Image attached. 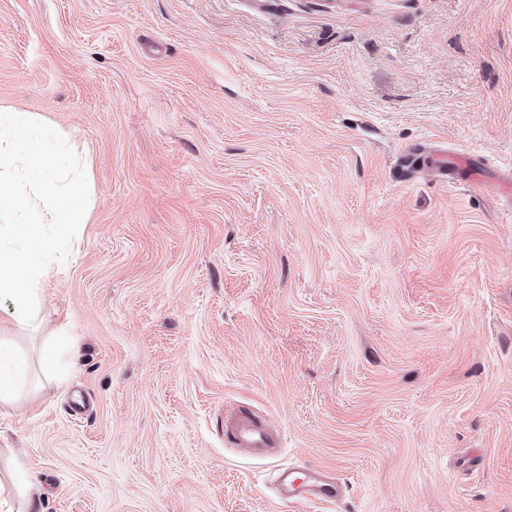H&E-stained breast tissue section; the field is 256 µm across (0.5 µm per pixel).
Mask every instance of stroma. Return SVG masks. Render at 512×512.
Returning a JSON list of instances; mask_svg holds the SVG:
<instances>
[{
	"instance_id": "1",
	"label": "stroma",
	"mask_w": 512,
	"mask_h": 512,
	"mask_svg": "<svg viewBox=\"0 0 512 512\" xmlns=\"http://www.w3.org/2000/svg\"><path fill=\"white\" fill-rule=\"evenodd\" d=\"M0 107L91 160L0 404L37 512H512V0H0ZM437 172L448 175H460L467 184H476L480 181V174L472 167L467 155L454 153L437 159L433 167ZM224 436L245 452L272 457L280 447L279 436L265 420L252 416L231 415L225 420ZM278 492L283 499L336 502L341 487L330 474L310 468H282L276 480Z\"/></svg>"
}]
</instances>
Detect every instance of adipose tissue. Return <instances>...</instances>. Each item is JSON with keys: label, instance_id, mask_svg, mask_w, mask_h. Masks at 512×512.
Segmentation results:
<instances>
[{"label": "adipose tissue", "instance_id": "obj_1", "mask_svg": "<svg viewBox=\"0 0 512 512\" xmlns=\"http://www.w3.org/2000/svg\"><path fill=\"white\" fill-rule=\"evenodd\" d=\"M29 119L19 112L0 113V208H10L23 216L15 225L12 243L0 242V297H8L12 311L8 321H0V403L14 398L26 364L7 345L6 334L33 326L38 316V295L52 268L40 265L37 255H55L60 242L76 243L81 238V219L64 220V197L53 183L27 179L29 168H48L52 152L28 155L21 143ZM52 234H45V226Z\"/></svg>", "mask_w": 512, "mask_h": 512}]
</instances>
